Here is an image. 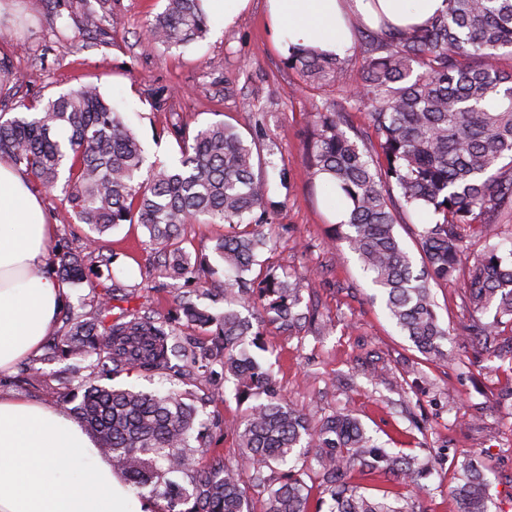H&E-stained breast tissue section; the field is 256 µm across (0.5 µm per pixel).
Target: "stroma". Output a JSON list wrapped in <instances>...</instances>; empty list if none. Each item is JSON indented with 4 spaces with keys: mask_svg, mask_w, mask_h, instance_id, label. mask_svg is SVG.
Here are the masks:
<instances>
[{
    "mask_svg": "<svg viewBox=\"0 0 512 512\" xmlns=\"http://www.w3.org/2000/svg\"><path fill=\"white\" fill-rule=\"evenodd\" d=\"M81 0H0V112L22 114L27 104L47 100L92 82L123 113L148 161L172 163L179 147L172 123L190 129L224 121L244 139L256 128L266 137L257 147L269 172L268 210L276 246L264 253L265 269L305 274L303 302L314 324L299 335L263 327L264 359L292 405L311 413L350 409L377 444L427 464L423 492L396 477L353 474L361 493L401 492L410 512H456L449 490L460 481L463 459L487 465L493 512H512V360L476 352L460 339L471 318L461 284L433 286L441 323L457 333L448 360L421 355L389 321L383 299L344 241H330L334 205L315 178L306 153L313 109L336 113L348 137L368 133V115L347 108V86L312 87L288 64L267 25L266 0H249L232 25L209 21L206 35L180 49L150 41L148 19L164 0H107V19L97 32L70 27L56 32L57 14L75 15ZM55 238L82 249L89 233L73 215L62 188L40 192ZM139 224H122L103 235L112 253L110 274L138 287L134 305L161 313L178 310L177 292L157 266ZM65 365L43 363L36 379L21 370L0 379V390L62 406L59 376ZM244 412L232 383L202 417L214 456L239 463V439L229 431Z\"/></svg>",
    "mask_w": 512,
    "mask_h": 512,
    "instance_id": "stroma-1",
    "label": "stroma"
}]
</instances>
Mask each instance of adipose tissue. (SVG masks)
<instances>
[{
  "instance_id": "1",
  "label": "adipose tissue",
  "mask_w": 512,
  "mask_h": 512,
  "mask_svg": "<svg viewBox=\"0 0 512 512\" xmlns=\"http://www.w3.org/2000/svg\"><path fill=\"white\" fill-rule=\"evenodd\" d=\"M278 46L345 55L352 22L384 32L421 26L446 0H267ZM48 224L21 169L0 160V372L39 355L68 288L46 271ZM0 512H150L68 412L0 393Z\"/></svg>"
}]
</instances>
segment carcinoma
<instances>
[{"label": "carcinoma", "mask_w": 512, "mask_h": 512, "mask_svg": "<svg viewBox=\"0 0 512 512\" xmlns=\"http://www.w3.org/2000/svg\"><path fill=\"white\" fill-rule=\"evenodd\" d=\"M448 10L419 28L383 33L367 48L362 75L346 103L367 112L373 136L352 140L336 113H313L308 154L312 174L351 202L348 220L334 235L348 244L399 331L428 359H445L444 344L455 332L440 323L430 284L463 277L469 311H495L494 321L476 319L468 335L488 354H500L497 324L512 322V247L503 248V219L512 220V68L496 65L512 57V0H447ZM208 19L201 0H166L146 24L152 41L168 49L205 35ZM303 82L321 85L347 78V61L314 48L288 58ZM422 72L414 73V67ZM28 115L0 113V159L24 168L33 185L63 189L71 210L92 235L87 254L65 239L51 247L50 272L73 288L88 284L97 294L94 314L66 311L60 334L44 345L43 360L66 361L65 379L78 380L82 394L68 392L77 419L112 461L124 481L150 489L166 501L161 512H250V491L268 493L266 512H309V489L297 478V463L317 465L330 512H406L389 494L368 497L346 482L356 467L371 478L398 475L413 484L419 467L389 453L344 410L316 425L280 396L271 368L250 353L263 347L261 329L239 308L262 304L270 321L298 330L309 322L297 280L253 267L270 249L264 231L268 180L255 170L253 144L223 121L195 131L172 125L180 151L170 165L145 166L141 143L99 86L82 84ZM415 210L435 219L417 233L421 264L399 240L395 226ZM140 224L166 277L194 282V293L224 310L211 312L191 299L180 301L181 316L131 307L133 293L114 281L105 286L85 275V258L108 267L100 236L120 224ZM189 224H226L212 252L229 273L225 287L204 288L214 270L205 255L183 244ZM486 247L461 267L467 239ZM193 326L210 342L186 346L183 328ZM202 370L214 380L210 399L222 398L220 381L234 385L248 403L235 424L248 475L215 461L200 466L208 451L205 420L193 394L115 388L121 373L187 378ZM454 489L458 512H491L485 468L474 458L461 464Z\"/></svg>", "instance_id": "carcinoma-1"}]
</instances>
